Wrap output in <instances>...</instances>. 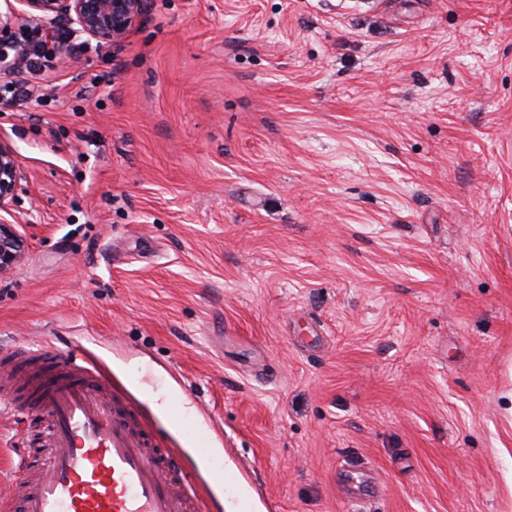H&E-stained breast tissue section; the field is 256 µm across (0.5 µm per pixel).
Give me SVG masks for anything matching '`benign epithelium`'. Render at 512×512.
I'll return each mask as SVG.
<instances>
[{
    "instance_id": "obj_1",
    "label": "benign epithelium",
    "mask_w": 512,
    "mask_h": 512,
    "mask_svg": "<svg viewBox=\"0 0 512 512\" xmlns=\"http://www.w3.org/2000/svg\"><path fill=\"white\" fill-rule=\"evenodd\" d=\"M0 31L19 18L45 28L61 17L99 43L119 44L141 22L145 0H4ZM20 167L14 149L0 139V211L13 197ZM26 246L12 222L0 216V274L12 269L25 256Z\"/></svg>"
}]
</instances>
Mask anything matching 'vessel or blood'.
Listing matches in <instances>:
<instances>
[{"mask_svg":"<svg viewBox=\"0 0 512 512\" xmlns=\"http://www.w3.org/2000/svg\"><path fill=\"white\" fill-rule=\"evenodd\" d=\"M33 351L44 366L27 381L50 420L47 449L23 453L0 479L8 488L0 512L15 502L20 512H218L203 481L224 473L206 436L192 434L197 468L187 473L179 453L153 447L116 403L108 370L46 341L11 353L21 360Z\"/></svg>","mask_w":512,"mask_h":512,"instance_id":"vessel-or-blood-1","label":"vessel or blood"}]
</instances>
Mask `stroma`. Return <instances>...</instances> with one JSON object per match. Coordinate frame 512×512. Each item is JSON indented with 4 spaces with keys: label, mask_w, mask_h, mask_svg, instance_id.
Returning <instances> with one entry per match:
<instances>
[{
    "label": "stroma",
    "mask_w": 512,
    "mask_h": 512,
    "mask_svg": "<svg viewBox=\"0 0 512 512\" xmlns=\"http://www.w3.org/2000/svg\"><path fill=\"white\" fill-rule=\"evenodd\" d=\"M39 84L0 343L95 338L263 512H512V0H146Z\"/></svg>",
    "instance_id": "obj_1"
}]
</instances>
